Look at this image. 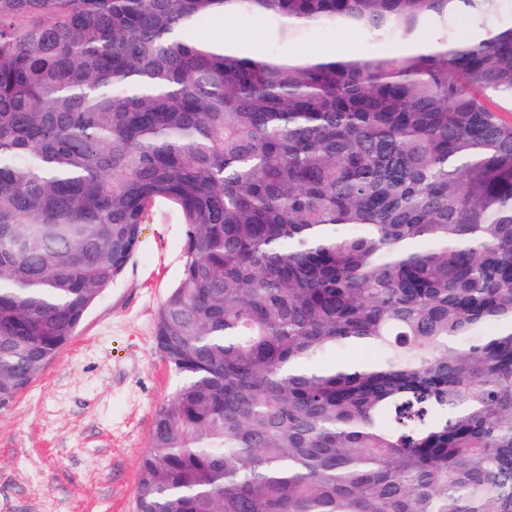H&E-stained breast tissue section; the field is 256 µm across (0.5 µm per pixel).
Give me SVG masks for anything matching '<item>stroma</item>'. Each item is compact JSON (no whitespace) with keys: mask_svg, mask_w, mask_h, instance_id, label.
<instances>
[{"mask_svg":"<svg viewBox=\"0 0 512 512\" xmlns=\"http://www.w3.org/2000/svg\"><path fill=\"white\" fill-rule=\"evenodd\" d=\"M254 51L270 46L266 23L242 16L199 26V39L225 29ZM327 48L376 54L358 30L308 28L297 54ZM185 227L161 208L142 225L137 250L90 309L76 335L0 411V512H135L140 463L154 412L175 379L155 343L157 312L178 281Z\"/></svg>","mask_w":512,"mask_h":512,"instance_id":"obj_1","label":"stroma"}]
</instances>
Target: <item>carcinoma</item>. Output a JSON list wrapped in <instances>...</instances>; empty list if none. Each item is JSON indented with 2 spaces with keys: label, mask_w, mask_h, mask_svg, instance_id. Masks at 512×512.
Wrapping results in <instances>:
<instances>
[{
  "label": "carcinoma",
  "mask_w": 512,
  "mask_h": 512,
  "mask_svg": "<svg viewBox=\"0 0 512 512\" xmlns=\"http://www.w3.org/2000/svg\"><path fill=\"white\" fill-rule=\"evenodd\" d=\"M502 4L0 0V410L166 202L136 512H512ZM248 14L270 54L191 37ZM310 25L403 49L280 52Z\"/></svg>",
  "instance_id": "1"
}]
</instances>
